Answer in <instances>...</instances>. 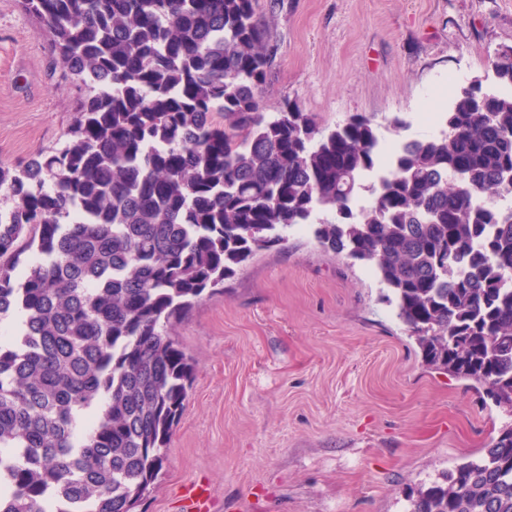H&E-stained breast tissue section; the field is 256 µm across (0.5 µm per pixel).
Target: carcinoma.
I'll use <instances>...</instances> for the list:
<instances>
[{"instance_id": "1", "label": "carcinoma", "mask_w": 512, "mask_h": 512, "mask_svg": "<svg viewBox=\"0 0 512 512\" xmlns=\"http://www.w3.org/2000/svg\"><path fill=\"white\" fill-rule=\"evenodd\" d=\"M257 3L21 0L88 94L63 145L0 165V321L18 318L0 342V512H133L193 372L169 329L296 225L374 268L428 365L512 410V95L464 88L440 134L390 156L361 114L266 116ZM490 65L512 86V52ZM408 502L512 512V428Z\"/></svg>"}]
</instances>
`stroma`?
Instances as JSON below:
<instances>
[{
	"instance_id": "stroma-1",
	"label": "stroma",
	"mask_w": 512,
	"mask_h": 512,
	"mask_svg": "<svg viewBox=\"0 0 512 512\" xmlns=\"http://www.w3.org/2000/svg\"><path fill=\"white\" fill-rule=\"evenodd\" d=\"M277 53L264 112L284 102L331 128L354 114L382 140L428 134L454 89L491 86L512 0H259ZM86 90L65 80L19 0H0V163L59 147ZM362 262L312 229L259 252L177 320L194 365L166 461L134 512H404L407 497L512 426L485 388L429 368Z\"/></svg>"
}]
</instances>
